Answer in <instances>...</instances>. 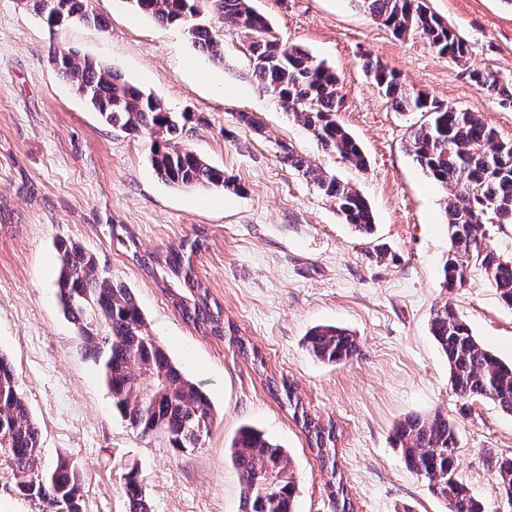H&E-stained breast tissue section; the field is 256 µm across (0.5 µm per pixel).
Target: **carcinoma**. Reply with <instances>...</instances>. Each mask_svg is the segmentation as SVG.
I'll return each instance as SVG.
<instances>
[{
	"mask_svg": "<svg viewBox=\"0 0 512 512\" xmlns=\"http://www.w3.org/2000/svg\"><path fill=\"white\" fill-rule=\"evenodd\" d=\"M253 0H127L136 11L161 25L184 27L208 59L224 61L223 34L212 26L238 32L251 62V76L274 94L282 108L300 119L325 151L356 169L368 160L354 137L337 120L342 107L336 73L306 50L286 45L274 35L268 18ZM398 39L418 36L440 55L462 58L466 46L446 23L427 10L423 0H357ZM28 6L48 27L56 14L68 23H96L90 0H29ZM57 74L101 116L129 135L152 141L151 166L165 183L177 187L240 189L224 170L186 147L184 112L168 110L157 98L130 84L116 71L90 59L75 62L72 53L51 47ZM365 68L397 112H420L425 120L409 134L408 148L425 172L449 190L445 207L451 246L442 267L443 287L461 288L470 270H484L501 300L512 306V258L484 241L482 226L512 224V140L502 139L480 115L449 108L413 92L394 71L377 62ZM469 77L489 96L512 107V91L487 71ZM281 158L312 181L344 223L362 236L372 233L369 202L352 185L309 164L287 145ZM207 247L204 236L138 262L161 288L181 317L200 331L224 338V310L211 301L192 267L194 254ZM59 272L56 296L78 332L87 358L100 366L112 394V407L143 435L162 434L171 447L194 449L208 434L213 410L201 387L183 376L163 346L145 328L144 314L131 288L99 271L95 254L79 243L55 242ZM430 333L448 362V383L459 397L488 399L512 414V364L486 349L472 335L451 303L431 313ZM308 351L327 364L357 355L354 334L337 326H319L306 336ZM326 472L338 512H354L343 481L336 480V427L303 413L293 416ZM406 469L423 479L447 512H484V506L457 476L458 431L447 417L408 416L392 434ZM0 452L13 468L33 482L19 493L47 503L54 512H82V475L68 460L42 467L41 431L19 391L8 358L0 355ZM231 462L241 481V512H294L297 485L286 452L256 429L243 426L231 442ZM500 495L512 498V456L491 460ZM128 512H151L136 469L123 475Z\"/></svg>",
	"mask_w": 512,
	"mask_h": 512,
	"instance_id": "obj_1",
	"label": "carcinoma"
}]
</instances>
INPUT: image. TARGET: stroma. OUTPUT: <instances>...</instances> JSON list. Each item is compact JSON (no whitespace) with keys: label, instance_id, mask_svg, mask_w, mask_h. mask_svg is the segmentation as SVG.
Returning a JSON list of instances; mask_svg holds the SVG:
<instances>
[{"label":"stroma","instance_id":"1","mask_svg":"<svg viewBox=\"0 0 512 512\" xmlns=\"http://www.w3.org/2000/svg\"><path fill=\"white\" fill-rule=\"evenodd\" d=\"M283 43L334 69L339 122L368 159L358 170L321 149L250 75L237 35L224 36V61L205 62L182 27L132 11L125 0H91L95 24L56 31L25 0H0V353L41 429L42 462L65 458L83 474L84 512H126L125 467L137 466L151 512H240L230 441L244 425L289 456L296 512H334L327 476L300 426L273 400L264 376L286 378L309 414L334 422L338 467L356 512H447L394 448V426L441 413L459 436L458 476L485 512L503 505L493 457L512 455V415L488 400H464L448 383V364L430 332L433 309L452 303L473 335L512 362V307L484 271L464 287L441 284L450 246L448 192L407 149L417 112H397L377 91L365 61H380L406 87L450 108L478 113L512 139V107L473 82L490 70L512 89V5L507 0H427L465 42L454 60L422 38L396 39L353 0H254ZM119 71L174 112L190 113L183 140L224 170L239 193L164 184L150 163V139L101 121L48 60L51 47ZM253 113L267 133L237 122ZM292 146L312 165L350 182L367 199L374 231L363 237L322 193L280 159ZM137 241L111 240L109 225ZM204 230L209 242L192 264L224 319L265 361L235 341L186 323L135 254L162 253ZM96 254L99 266L132 288L148 331L184 376L207 393L214 413L200 448L182 452L145 437L112 410L100 372L83 355L57 306L55 239ZM332 324L357 337L358 356L318 361L304 339Z\"/></svg>","mask_w":512,"mask_h":512}]
</instances>
